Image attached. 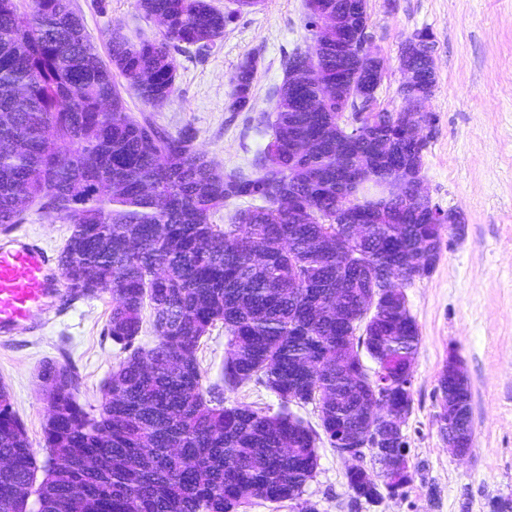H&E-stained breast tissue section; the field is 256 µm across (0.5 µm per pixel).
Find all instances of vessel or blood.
Here are the masks:
<instances>
[{
    "mask_svg": "<svg viewBox=\"0 0 512 512\" xmlns=\"http://www.w3.org/2000/svg\"><path fill=\"white\" fill-rule=\"evenodd\" d=\"M63 277L52 254L38 240L0 243V335L33 327L62 296Z\"/></svg>",
    "mask_w": 512,
    "mask_h": 512,
    "instance_id": "b4317fda",
    "label": "vessel or blood"
}]
</instances>
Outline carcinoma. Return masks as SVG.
<instances>
[{"label":"carcinoma","mask_w":512,"mask_h":512,"mask_svg":"<svg viewBox=\"0 0 512 512\" xmlns=\"http://www.w3.org/2000/svg\"><path fill=\"white\" fill-rule=\"evenodd\" d=\"M163 25L157 41L112 32L109 62L90 43L72 0H0V224H21L38 209L72 225L58 256L76 299L112 295V341L127 352L112 373L99 416L76 400L74 374L47 365L43 384L54 418L46 421L47 456L38 463L5 386H0V512H240L250 500L302 501L326 437L338 454L344 440L369 428L392 429L376 410L405 417L412 394L399 382L383 396L362 356L379 368L413 365L420 336L400 292L430 274L440 255L448 212L413 195L427 145L411 118L378 101L377 66L348 49L320 44L315 9L340 14L358 35L366 0L308 3L310 48L283 61L285 82L272 90L273 114L257 122L271 133L252 171L224 172L151 117L126 110L116 77L145 104L160 108L175 91L171 50H210L233 13L207 0H138ZM413 82L406 103L424 105L435 86L433 41L414 32L400 55ZM316 70L299 103L288 79ZM255 56L239 66L230 111L251 105ZM343 77L335 95L326 88ZM374 112L349 150L336 154V112ZM311 132L299 156L288 155V131ZM369 168L354 181L336 171ZM229 200L230 223L212 221ZM309 210L302 219L299 209ZM373 211L358 241L344 225L356 210ZM394 290L373 302L370 290ZM150 308L149 320L143 311ZM157 336L135 346L144 323ZM224 325V388L253 382L274 393V415L224 405L206 388L197 351ZM315 404L320 429L289 405ZM440 431H473L472 414L442 405ZM352 502L399 492L406 472H346Z\"/></svg>","instance_id":"carcinoma-1"}]
</instances>
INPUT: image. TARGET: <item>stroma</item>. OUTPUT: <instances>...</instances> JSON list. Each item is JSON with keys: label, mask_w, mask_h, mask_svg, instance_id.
Instances as JSON below:
<instances>
[{"label": "stroma", "mask_w": 512, "mask_h": 512, "mask_svg": "<svg viewBox=\"0 0 512 512\" xmlns=\"http://www.w3.org/2000/svg\"><path fill=\"white\" fill-rule=\"evenodd\" d=\"M72 2L100 56H107L113 30L134 40L161 34L137 0ZM210 2L236 18L209 52H174L178 79L170 100L150 111L134 92L122 96L129 112H149L172 134L191 130L194 150L219 169L247 172L268 140L254 119L273 110L269 93L284 81L285 55L312 43L307 0H265L253 9L236 0ZM367 14L373 46L386 62L377 97L394 112L405 105L401 48L415 31L432 35L436 83L427 109L434 126L422 184L434 204L461 214L465 231H443L432 273L403 288L420 336L412 410L402 425L412 475L404 494L352 505L349 462L323 442L303 498L318 512H493L512 500V0H367ZM251 55L259 60L251 108L230 111L237 69ZM9 233L29 234L57 254L71 226L32 208L24 223L0 229V239ZM112 304L107 293L64 299L39 328L0 336V385L38 459L46 457L48 417L41 369L48 362L70 369L79 403L98 414L124 357L109 333ZM452 354L472 392L473 445L464 457L436 421L437 380ZM197 357L205 385L222 383L223 327L203 337Z\"/></svg>", "instance_id": "stroma-1"}]
</instances>
